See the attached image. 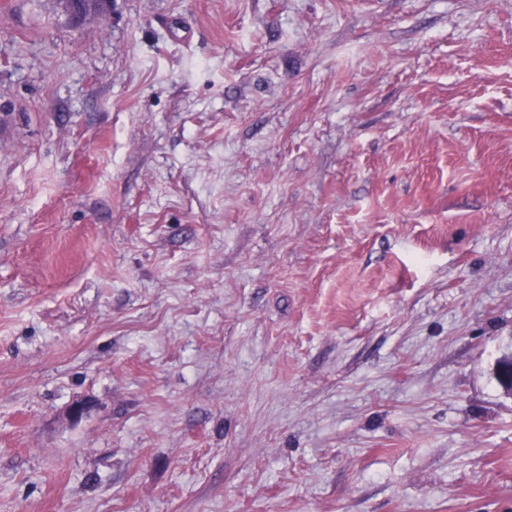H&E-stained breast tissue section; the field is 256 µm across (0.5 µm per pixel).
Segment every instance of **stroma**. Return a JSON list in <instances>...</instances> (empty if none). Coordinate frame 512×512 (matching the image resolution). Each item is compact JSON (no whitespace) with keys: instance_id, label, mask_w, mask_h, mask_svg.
I'll return each mask as SVG.
<instances>
[{"instance_id":"obj_1","label":"stroma","mask_w":512,"mask_h":512,"mask_svg":"<svg viewBox=\"0 0 512 512\" xmlns=\"http://www.w3.org/2000/svg\"><path fill=\"white\" fill-rule=\"evenodd\" d=\"M512 0H0V512H512Z\"/></svg>"}]
</instances>
